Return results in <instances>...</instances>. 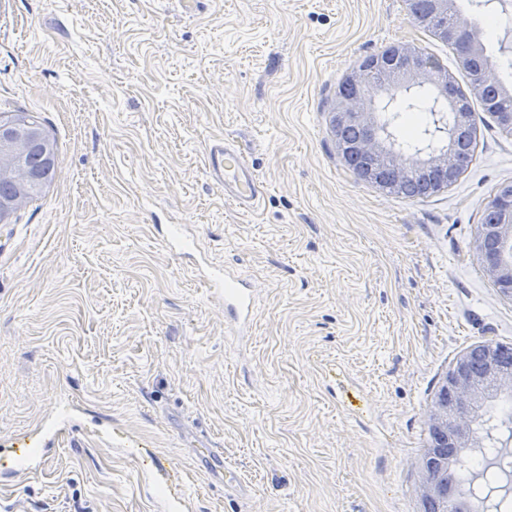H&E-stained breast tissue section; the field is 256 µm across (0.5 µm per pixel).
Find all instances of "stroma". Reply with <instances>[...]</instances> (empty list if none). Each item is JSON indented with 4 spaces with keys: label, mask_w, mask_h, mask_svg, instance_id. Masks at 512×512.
Masks as SVG:
<instances>
[{
    "label": "stroma",
    "mask_w": 512,
    "mask_h": 512,
    "mask_svg": "<svg viewBox=\"0 0 512 512\" xmlns=\"http://www.w3.org/2000/svg\"><path fill=\"white\" fill-rule=\"evenodd\" d=\"M482 38L501 75L512 0ZM408 44L470 79L405 0H0V111L37 113L59 150L42 197L0 224V439L79 403L73 444L0 487V512H420L434 396L456 358L512 344V298L475 256L512 183V136L480 102L473 162L436 195L359 179L331 133L339 80ZM236 141L266 191L224 201L205 154ZM255 289L236 347L220 303L155 227ZM220 448L251 488L224 492L193 450ZM161 240L172 255H181L195 249V241L190 238L187 225L165 224L161 229Z\"/></svg>",
    "instance_id": "stroma-1"
}]
</instances>
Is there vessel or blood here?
Instances as JSON below:
<instances>
[{
	"instance_id": "vessel-or-blood-1",
	"label": "vessel or blood",
	"mask_w": 512,
	"mask_h": 512,
	"mask_svg": "<svg viewBox=\"0 0 512 512\" xmlns=\"http://www.w3.org/2000/svg\"><path fill=\"white\" fill-rule=\"evenodd\" d=\"M206 165L214 182L223 188L225 202L243 213L258 209L263 186L237 145L226 139L212 142L206 153ZM161 240L173 255L188 253L195 247L183 224L164 225ZM198 272L209 294L223 302L224 321L236 343H244L255 316L252 288L246 280L236 278L220 266L203 264ZM72 436L71 409L65 405L55 410L49 422L41 425L36 433L0 442V485L19 483L41 471L57 447ZM198 457L207 463L211 475L223 477L226 487H241L238 474L225 467L221 449H200Z\"/></svg>"
}]
</instances>
